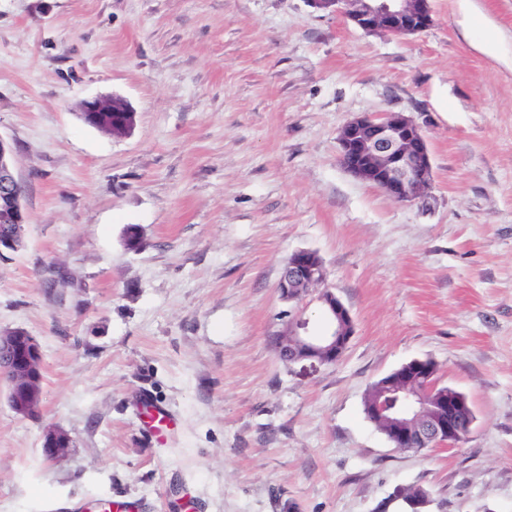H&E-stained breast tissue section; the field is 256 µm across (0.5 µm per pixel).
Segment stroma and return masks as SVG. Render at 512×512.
<instances>
[{"label":"stroma","instance_id":"obj_1","mask_svg":"<svg viewBox=\"0 0 512 512\" xmlns=\"http://www.w3.org/2000/svg\"><path fill=\"white\" fill-rule=\"evenodd\" d=\"M470 3L395 36L306 0H0V138L29 215L0 254V332L43 368L29 418L0 382V512H404L416 487L427 512H512V0ZM105 95L128 135L82 119ZM387 112L423 129L425 201L338 162L340 128ZM302 249L353 317L333 364L269 343L292 313L325 327L316 293L277 290ZM413 359L467 395L459 446L400 451L366 418ZM66 433L59 430H49L44 435L43 452L48 458H56L62 455L66 448H69L70 441Z\"/></svg>","mask_w":512,"mask_h":512}]
</instances>
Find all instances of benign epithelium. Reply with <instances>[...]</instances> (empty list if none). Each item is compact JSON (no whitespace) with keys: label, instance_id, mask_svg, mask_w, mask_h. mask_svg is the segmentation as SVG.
I'll return each mask as SVG.
<instances>
[{"label":"benign epithelium","instance_id":"7a95c632","mask_svg":"<svg viewBox=\"0 0 512 512\" xmlns=\"http://www.w3.org/2000/svg\"><path fill=\"white\" fill-rule=\"evenodd\" d=\"M316 11L339 15L371 33L417 35L433 23L431 0H306ZM112 111V98L100 97L82 104L83 114ZM339 161L354 178L381 189L390 198L407 202L424 197L432 178L427 140L411 117L402 113L362 114L348 120L338 135ZM26 189L14 174L13 147L0 137V222L15 230L0 234V250L19 246L20 226L27 223ZM326 270L309 250L288 257L278 282L281 296L300 300L309 290L324 285ZM318 300L329 330L321 336L309 331V320L293 316L277 346L288 362L316 359L334 363L345 353L353 332L349 309L327 289ZM0 376L9 383L8 401L21 416L32 415L41 400L42 356L39 344L22 329L0 332ZM383 401L374 413L390 426L389 442L400 451L451 448L460 432L470 430L473 418H458L470 407L466 396L439 384L427 359H413L384 376ZM69 437L59 430L44 435L48 458L63 454Z\"/></svg>","mask_w":512,"mask_h":512}]
</instances>
